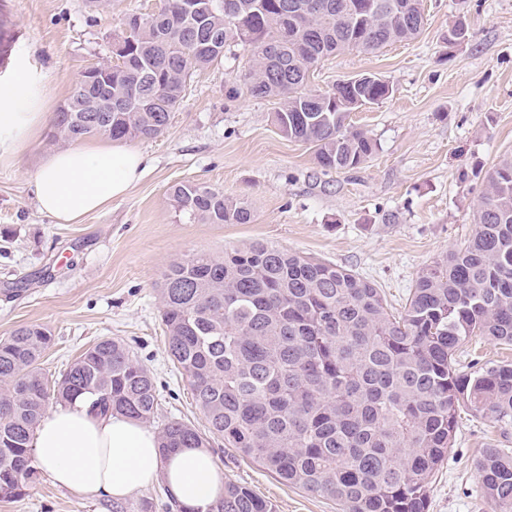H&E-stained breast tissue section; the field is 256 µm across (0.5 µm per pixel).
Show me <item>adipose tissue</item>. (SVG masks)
I'll return each mask as SVG.
<instances>
[{
	"mask_svg": "<svg viewBox=\"0 0 512 512\" xmlns=\"http://www.w3.org/2000/svg\"><path fill=\"white\" fill-rule=\"evenodd\" d=\"M48 103L44 83L27 71L0 84V165L14 164L38 138ZM141 165L140 153L117 141L56 150L33 180L37 205L57 223H79L125 194ZM33 450L56 485L85 497L123 501L160 480L185 512H204L224 493V473L209 449L161 454L157 435L142 422L92 415L82 398L39 420Z\"/></svg>",
	"mask_w": 512,
	"mask_h": 512,
	"instance_id": "adipose-tissue-1",
	"label": "adipose tissue"
}]
</instances>
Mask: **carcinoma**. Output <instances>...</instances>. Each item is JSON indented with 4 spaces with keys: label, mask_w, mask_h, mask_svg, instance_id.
Listing matches in <instances>:
<instances>
[{
    "label": "carcinoma",
    "mask_w": 512,
    "mask_h": 512,
    "mask_svg": "<svg viewBox=\"0 0 512 512\" xmlns=\"http://www.w3.org/2000/svg\"><path fill=\"white\" fill-rule=\"evenodd\" d=\"M129 25L119 61L81 75L55 112L52 141L159 137L192 74L241 44L251 52L248 91L275 101L278 131L313 146L326 172L375 155L377 141L348 118L357 101L374 104L391 87L365 75L308 91L314 68L413 40L425 15L422 0H162ZM468 38L461 20L445 41L452 49ZM75 101L98 111H66ZM170 196L192 222L252 221L246 203L216 188L179 183ZM160 304L169 357L205 420L202 429L162 423V453L217 437L337 512H428L460 411L512 425V362L466 371L457 360L474 336L512 346V155L487 173L471 237L418 274L397 315L353 270L263 242L171 262ZM53 343L41 324L0 340L1 499L22 496L35 475L33 432L49 405L84 397L97 416L141 422L158 412L154 380L125 343L103 338L51 379L39 361ZM475 467L491 512H512V450L486 448ZM152 509L147 499L112 502V512ZM206 512L273 509L226 482Z\"/></svg>",
    "instance_id": "cac0c4a2"
}]
</instances>
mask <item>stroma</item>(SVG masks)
<instances>
[{
    "label": "stroma",
    "instance_id": "1",
    "mask_svg": "<svg viewBox=\"0 0 512 512\" xmlns=\"http://www.w3.org/2000/svg\"><path fill=\"white\" fill-rule=\"evenodd\" d=\"M160 0H0V83L18 67L38 74L57 111L91 63L112 57L121 23ZM426 25L410 42L375 53L346 51L321 62L308 84L375 73L392 94L351 112L354 127L378 143L349 172H322L310 145L272 122V101L250 95L249 52L196 71L166 132L129 140L144 174L129 192L78 224L39 212L32 180L55 144L34 142L0 166V339L22 324L49 327L55 341L42 369L59 375L100 339L123 341L151 371L159 419L203 427L187 384L164 343L159 292L167 264L191 252L220 254L261 241L351 269L402 307L418 273L474 230L484 176L512 154V0H423ZM466 21L470 38L448 49L444 35ZM197 183L247 202L248 224H193L172 206L169 189ZM429 489V512H489L474 463L482 449L512 448V427L469 412ZM226 481L242 484L275 512H336L333 501L282 482L256 462L211 441ZM0 512H112L106 498L56 488L39 471Z\"/></svg>",
    "mask_w": 512,
    "mask_h": 512
}]
</instances>
